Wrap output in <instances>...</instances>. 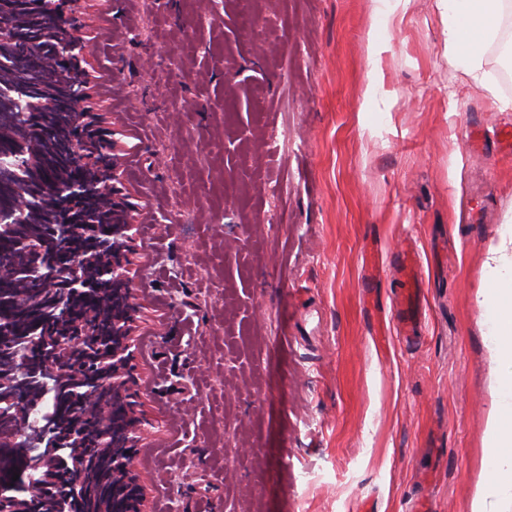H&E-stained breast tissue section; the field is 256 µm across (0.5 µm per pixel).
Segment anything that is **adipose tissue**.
<instances>
[{"instance_id":"obj_1","label":"adipose tissue","mask_w":512,"mask_h":512,"mask_svg":"<svg viewBox=\"0 0 512 512\" xmlns=\"http://www.w3.org/2000/svg\"><path fill=\"white\" fill-rule=\"evenodd\" d=\"M448 35V55L469 77L481 82L487 50L497 37L512 0H440ZM485 286L476 297L487 344L489 408L482 452L491 466L479 480L468 512H487V499L512 500V225H501L496 245L482 262Z\"/></svg>"}]
</instances>
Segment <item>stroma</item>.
<instances>
[{
    "label": "stroma",
    "mask_w": 512,
    "mask_h": 512,
    "mask_svg": "<svg viewBox=\"0 0 512 512\" xmlns=\"http://www.w3.org/2000/svg\"><path fill=\"white\" fill-rule=\"evenodd\" d=\"M86 38L141 211L147 512H467L489 407L474 296L512 216L502 56L466 76L437 0H112ZM408 240L412 345L391 320Z\"/></svg>",
    "instance_id": "stroma-1"
}]
</instances>
